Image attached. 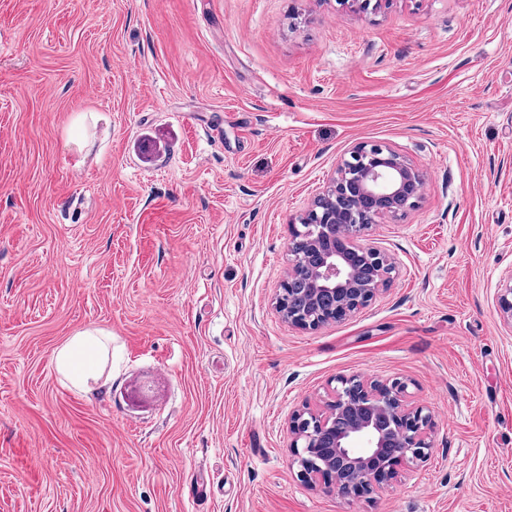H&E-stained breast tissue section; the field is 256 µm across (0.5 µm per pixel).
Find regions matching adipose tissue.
<instances>
[{"instance_id": "ef3b65f1", "label": "adipose tissue", "mask_w": 512, "mask_h": 512, "mask_svg": "<svg viewBox=\"0 0 512 512\" xmlns=\"http://www.w3.org/2000/svg\"><path fill=\"white\" fill-rule=\"evenodd\" d=\"M111 360V336L98 328H85L70 336L56 350L53 364L63 383L87 393L100 381Z\"/></svg>"}]
</instances>
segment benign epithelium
Masks as SVG:
<instances>
[{
    "mask_svg": "<svg viewBox=\"0 0 512 512\" xmlns=\"http://www.w3.org/2000/svg\"><path fill=\"white\" fill-rule=\"evenodd\" d=\"M421 188V175L404 157L379 144L355 146L325 193L291 225L288 291L275 297L281 318L315 330L369 305L394 258L368 242L366 231L377 217L414 206ZM497 302L512 327V274L502 280ZM338 383L324 409L290 418L289 451L302 482L357 499L427 461L430 417L408 403L403 383H369L357 375Z\"/></svg>",
    "mask_w": 512,
    "mask_h": 512,
    "instance_id": "7a95c632",
    "label": "benign epithelium"
}]
</instances>
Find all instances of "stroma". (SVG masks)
Listing matches in <instances>:
<instances>
[{
  "instance_id": "1",
  "label": "stroma",
  "mask_w": 512,
  "mask_h": 512,
  "mask_svg": "<svg viewBox=\"0 0 512 512\" xmlns=\"http://www.w3.org/2000/svg\"><path fill=\"white\" fill-rule=\"evenodd\" d=\"M362 143L423 177L367 231L395 268L290 326L289 226ZM511 272L512 0H0V512H512ZM352 375L431 416L357 500L289 454ZM108 362L112 365V337L98 328L77 331L56 350L53 358L61 381L81 393L93 390Z\"/></svg>"
}]
</instances>
